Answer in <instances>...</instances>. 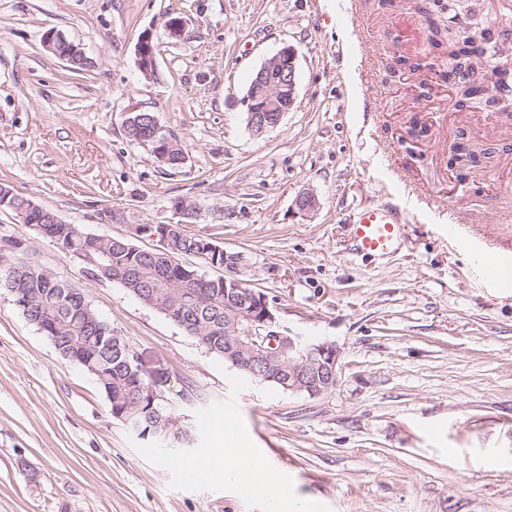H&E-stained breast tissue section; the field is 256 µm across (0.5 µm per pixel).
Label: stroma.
Masks as SVG:
<instances>
[{
    "mask_svg": "<svg viewBox=\"0 0 512 512\" xmlns=\"http://www.w3.org/2000/svg\"><path fill=\"white\" fill-rule=\"evenodd\" d=\"M430 0H367L387 50L369 64L336 0H0V183L84 232L131 237L174 224L244 256L239 276L265 294L283 334L339 352V382L310 396L255 380L119 282L0 211V237L77 285L126 336L173 418L172 438H136L94 378L64 362L0 288V512H266L221 476L224 423L239 447L280 470L315 512H512V288H489L449 246L447 212L413 208L391 257L352 253L364 207L401 205L403 182L451 197L471 237L512 240V125L453 106L446 56L428 44ZM184 23L180 39L166 30ZM79 44V72L43 45L47 30ZM151 33L156 65L138 66ZM294 47L296 100L260 137L242 103L256 71ZM432 58L429 98L409 65ZM155 113L188 152L165 169L130 142L131 109ZM429 137L406 138L410 117ZM495 150L466 183L448 169L458 130ZM311 192L316 208L299 213ZM115 221H107L105 212Z\"/></svg>",
    "mask_w": 512,
    "mask_h": 512,
    "instance_id": "1",
    "label": "stroma"
}]
</instances>
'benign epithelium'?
Returning <instances> with one entry per match:
<instances>
[{"label":"benign epithelium","mask_w":512,"mask_h":512,"mask_svg":"<svg viewBox=\"0 0 512 512\" xmlns=\"http://www.w3.org/2000/svg\"><path fill=\"white\" fill-rule=\"evenodd\" d=\"M43 44L53 53L59 48L67 50V56L80 57L82 49L69 41L62 33L50 30L45 33ZM136 52L139 63L155 64V48L152 36L141 35ZM297 51L291 46L281 48L257 72V76L243 98L249 116L248 130L256 137L278 126L285 112L289 111L296 99ZM457 151L451 150L448 168L458 181L467 179L465 170L484 161L480 151L471 152L466 160L456 158ZM238 257L231 256L224 261V287L238 288L242 281L237 277ZM249 312H242L237 306L228 307V321L224 333L236 336V343L247 354V363L242 368L255 373L256 366L274 357L283 367H288V390L306 392L318 396L333 389L338 382L339 354L335 347L324 343H301L278 331L276 317L266 296L252 291L248 296Z\"/></svg>","instance_id":"obj_1"}]
</instances>
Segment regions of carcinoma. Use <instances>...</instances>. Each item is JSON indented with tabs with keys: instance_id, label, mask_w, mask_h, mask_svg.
<instances>
[{
	"instance_id": "obj_1",
	"label": "carcinoma",
	"mask_w": 512,
	"mask_h": 512,
	"mask_svg": "<svg viewBox=\"0 0 512 512\" xmlns=\"http://www.w3.org/2000/svg\"><path fill=\"white\" fill-rule=\"evenodd\" d=\"M461 45L452 56L467 57L471 75L482 81H494L497 93L512 97V59L495 58L490 63L484 56L486 38L479 28L464 33ZM145 120L126 130L127 138L135 144L163 148L161 140H169L168 156L162 165L173 170L182 165L184 146L171 135L155 133L150 112L130 114ZM6 192L9 211L25 226L43 239L57 242L61 249L77 258L91 254L98 264L122 271L119 282L144 305L164 314L171 321L182 317L187 322L183 331L194 337L210 354L236 365L241 352L235 337L224 333V276H209L183 262L192 256L211 268L224 269V252L216 253L201 247L202 241L214 244L210 238L188 234L179 224L168 231L167 255L140 249L129 239L89 234L75 224H67L48 208L34 204L9 186L0 184ZM10 246L0 253V288L15 290L13 301L19 309L51 342L66 361L84 368L96 380L105 395L112 417L129 428L145 431L153 428L158 419L172 422L165 411L164 400L150 404L142 400L141 389L148 381L145 370L124 362L126 348L131 343L124 336L120 345L108 346L105 337L113 328L101 319L93 307L82 302L83 293L72 282L31 261L22 249V242L6 239Z\"/></svg>"
}]
</instances>
